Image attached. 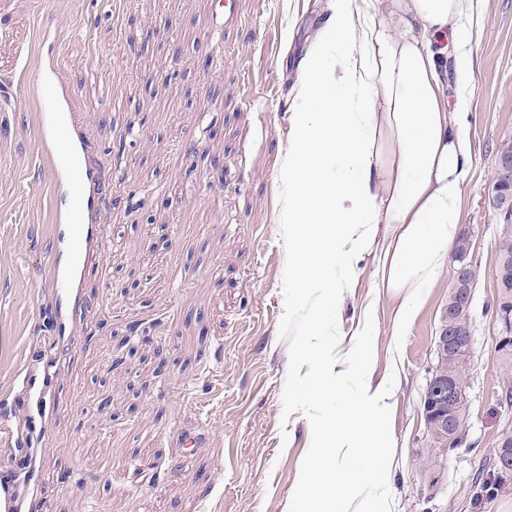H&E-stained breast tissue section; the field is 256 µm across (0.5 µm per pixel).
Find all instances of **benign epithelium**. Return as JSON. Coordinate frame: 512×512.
I'll return each mask as SVG.
<instances>
[{
	"label": "benign epithelium",
	"mask_w": 512,
	"mask_h": 512,
	"mask_svg": "<svg viewBox=\"0 0 512 512\" xmlns=\"http://www.w3.org/2000/svg\"><path fill=\"white\" fill-rule=\"evenodd\" d=\"M491 203L494 208L512 214V196L500 191L496 184L491 190ZM471 248V240L468 239L465 251L453 256V295L462 312L471 309L474 300L475 277ZM456 311L450 306L442 310L434 340L439 360L429 372L422 396L426 426L438 428L442 436L450 439L461 435L465 427L451 412V408L467 401V397L465 389L459 386L456 378L443 369V362L444 358L450 357L466 364L470 361L472 349L471 324L461 323ZM496 322L499 325L497 347L501 348L512 341V306L502 307Z\"/></svg>",
	"instance_id": "7a95c632"
}]
</instances>
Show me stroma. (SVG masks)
Returning <instances> with one entry per match:
<instances>
[{
	"mask_svg": "<svg viewBox=\"0 0 512 512\" xmlns=\"http://www.w3.org/2000/svg\"><path fill=\"white\" fill-rule=\"evenodd\" d=\"M228 7L237 22L224 28ZM326 20L327 0H0V409L21 412L19 375L57 358L55 409L34 450L44 512H298L324 410L306 391L314 363L298 355L316 297L289 281L282 162L297 65ZM46 31L68 119L103 178L92 221L106 227L83 248L79 309L60 346L48 333L50 283L68 218L53 196L68 174L42 135L33 68ZM473 55L462 230L477 284L461 449L434 447L421 405L450 272L396 336L394 301L366 257L342 314L327 315L338 335L321 341L367 345L376 375L397 385L387 512H512V479L490 499L472 488L512 421L495 397L492 314L512 216L488 202L498 151L512 143V0H487ZM215 156L223 168H210ZM143 210L151 223L138 222ZM367 311L376 334L365 342ZM132 322L153 340L113 366ZM104 391L116 419L95 402Z\"/></svg>",
	"mask_w": 512,
	"mask_h": 512,
	"instance_id": "35a3bbf8",
	"label": "stroma"
}]
</instances>
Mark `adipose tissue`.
I'll return each mask as SVG.
<instances>
[{
    "mask_svg": "<svg viewBox=\"0 0 512 512\" xmlns=\"http://www.w3.org/2000/svg\"><path fill=\"white\" fill-rule=\"evenodd\" d=\"M485 0H329L326 31L299 65L283 221L296 288L343 308L365 256L396 300L403 335L427 288L447 268L463 222L471 145L465 128L474 84L472 45ZM321 312L309 315L316 360L309 399L336 404L319 423L299 485L301 512H359L386 502L387 420L394 391L362 352H316ZM357 382L346 396L344 378Z\"/></svg>",
    "mask_w": 512,
    "mask_h": 512,
    "instance_id": "obj_1",
    "label": "adipose tissue"
}]
</instances>
